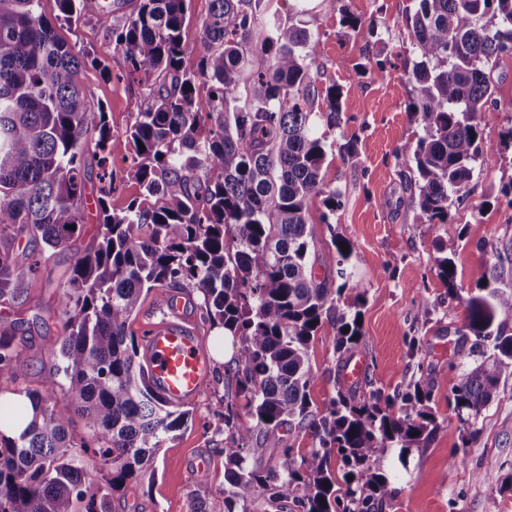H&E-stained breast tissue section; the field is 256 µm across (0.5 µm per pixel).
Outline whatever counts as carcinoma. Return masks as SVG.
Masks as SVG:
<instances>
[{
    "instance_id": "1",
    "label": "carcinoma",
    "mask_w": 512,
    "mask_h": 512,
    "mask_svg": "<svg viewBox=\"0 0 512 512\" xmlns=\"http://www.w3.org/2000/svg\"><path fill=\"white\" fill-rule=\"evenodd\" d=\"M189 0H139L110 30L126 78L147 87L137 119L120 139L99 120V163L131 157L145 195L109 213L101 189L96 243L78 257L59 296L66 336L49 346L53 364L38 389L16 391L19 431L0 429V512H112V493L153 471L165 438L190 412L167 402L139 360L128 326L153 288L203 298L204 319L238 339L224 405V512H247L252 495L296 512H374L392 494L388 458L426 443L437 429L432 390L410 382L387 394L336 382V395L311 410L315 380L309 343L323 320L336 324L343 354L362 336L360 313L337 312L354 246L332 237L341 284L319 278L310 261L308 204L328 212L342 193L324 183L328 146L315 134L340 119V89L320 91L304 27L269 12L272 0H210L196 71L181 70V29ZM49 20L41 0H0V300L27 293L18 268L36 275L42 258L15 247L26 235L55 250L82 221L81 141L93 92L78 75L98 58L62 41L55 22L108 18L122 0H57ZM403 24L419 60L408 83L412 120L423 135L405 178L406 208L423 224L448 219L473 177L482 122L497 109L491 73L512 56V0H417ZM210 85L207 97L196 85ZM323 97L327 110H314ZM203 171L200 179L197 171ZM347 246L343 252L341 246ZM438 276L458 295L448 248ZM483 293L466 299L474 366L448 398L461 421L483 413L512 362V240L496 248ZM348 332H343V329ZM21 352L11 325L0 327V380L16 378ZM92 433L77 445L70 419L51 406L56 388ZM298 421L313 440L302 455L288 445L274 465L248 464L267 433ZM347 471L337 479L332 459ZM101 466L91 486L87 469ZM353 476L348 480L347 476ZM329 487H324V484Z\"/></svg>"
}]
</instances>
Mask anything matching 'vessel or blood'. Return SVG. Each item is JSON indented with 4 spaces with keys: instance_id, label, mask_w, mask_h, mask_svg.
I'll return each instance as SVG.
<instances>
[{
    "instance_id": "obj_1",
    "label": "vessel or blood",
    "mask_w": 512,
    "mask_h": 512,
    "mask_svg": "<svg viewBox=\"0 0 512 512\" xmlns=\"http://www.w3.org/2000/svg\"><path fill=\"white\" fill-rule=\"evenodd\" d=\"M188 296L174 293L160 322L150 324L144 357L159 392L172 404L194 398L210 376L208 354L186 314Z\"/></svg>"
}]
</instances>
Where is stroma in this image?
<instances>
[{
    "label": "stroma",
    "mask_w": 512,
    "mask_h": 512,
    "mask_svg": "<svg viewBox=\"0 0 512 512\" xmlns=\"http://www.w3.org/2000/svg\"><path fill=\"white\" fill-rule=\"evenodd\" d=\"M293 4L273 0L271 8L281 20L302 24L311 33L318 88L335 85L341 90V121L327 138H357L356 162L329 150L322 174L326 185L341 189V205L329 216L321 199H313L308 230L316 244L317 274H336L332 235L355 246L349 260L353 286L336 305L339 311L361 316L362 337L351 353L352 359L367 364L358 389L390 393L404 380L433 389L438 428L424 447L409 451L406 461H393V496L403 502L404 512H512V365L504 368L496 397L474 425L463 424L448 405L452 389L471 366L465 358L473 342L466 328L465 299L478 294L495 262L496 247L512 240V145L505 137L512 128V57L500 60L493 70L498 110L483 122L480 139L487 163L476 166L464 201L451 207L447 223L431 229L401 204L406 165L395 155L399 146L416 143L422 133L409 116L404 89L416 52L402 19L413 12L414 0H338L332 12L320 0H310L308 12L300 15ZM208 13L209 0H190L182 28L184 70L198 67ZM346 13L374 21L375 35L344 28ZM109 25V19L89 17L55 27L68 44L97 56V63L81 70L79 81L93 91L103 111L88 113L89 131L81 146L86 185L81 231L66 247L49 252L26 297L0 301V324H16V339L23 345L17 380L0 382V415L13 405L16 390L38 387L52 363L48 344L65 334L57 298L76 258L98 234L101 187L114 183L107 205L118 214L143 193L130 160L118 155L107 167L98 163L99 119H107L115 135H125L144 96L143 87L123 78L125 58L108 41ZM367 57L384 61V71L356 74L354 64ZM443 244L453 249L460 290L456 298L449 297L437 274ZM423 297L429 306L420 305ZM335 333L332 323H323L309 345L315 375L310 396L320 408L336 393ZM212 367L211 378L188 404L192 416L187 425L163 442L150 476L113 493L112 512H224V421L217 408L229 393L224 382L229 364L216 361ZM471 427L478 435L463 443ZM201 456L208 459L202 474L194 468ZM453 459L458 466L452 470L448 464Z\"/></svg>",
    "instance_id": "1"
}]
</instances>
